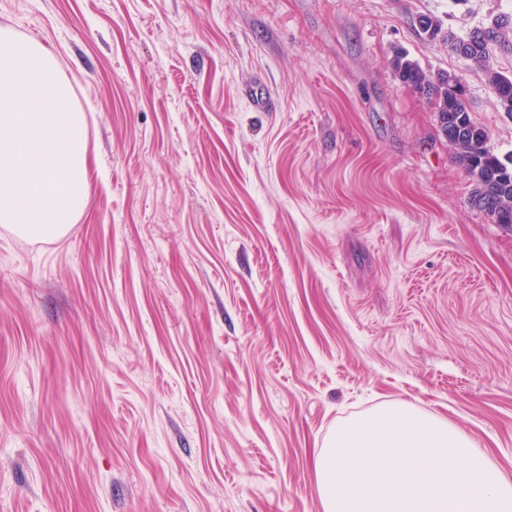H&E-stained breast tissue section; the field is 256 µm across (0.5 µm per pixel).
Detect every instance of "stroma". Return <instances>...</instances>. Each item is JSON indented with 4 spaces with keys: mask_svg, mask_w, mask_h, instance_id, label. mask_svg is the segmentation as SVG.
<instances>
[{
    "mask_svg": "<svg viewBox=\"0 0 512 512\" xmlns=\"http://www.w3.org/2000/svg\"><path fill=\"white\" fill-rule=\"evenodd\" d=\"M512 0H0L87 117L57 239L0 225V512H322L338 421L407 403L512 473V224L404 52L512 117L460 39ZM261 85L275 109L246 91Z\"/></svg>",
    "mask_w": 512,
    "mask_h": 512,
    "instance_id": "1",
    "label": "stroma"
}]
</instances>
